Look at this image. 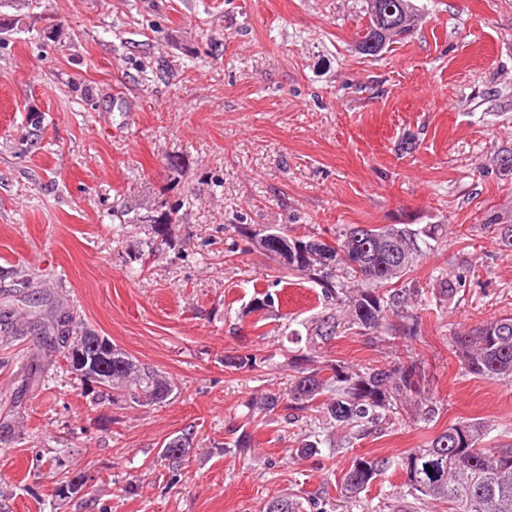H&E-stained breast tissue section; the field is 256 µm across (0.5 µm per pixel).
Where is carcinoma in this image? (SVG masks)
<instances>
[{
  "instance_id": "carcinoma-1",
  "label": "carcinoma",
  "mask_w": 512,
  "mask_h": 512,
  "mask_svg": "<svg viewBox=\"0 0 512 512\" xmlns=\"http://www.w3.org/2000/svg\"><path fill=\"white\" fill-rule=\"evenodd\" d=\"M363 25L358 34V53L377 55L369 44L379 37L377 29L394 15L412 34L416 20L413 0H364ZM44 0H0V9L12 10L9 19H0V32H11L25 25L30 11L43 7ZM439 224L413 230L406 224H384L367 229L357 225L343 228L331 240L316 237L291 238L284 231L261 236L260 247L283 259L287 268L321 288L328 310L309 325L306 336L291 332L290 343H305L306 354L285 349L288 366L296 372L287 392L266 393L252 400V410L265 415L282 409L287 419L299 418L307 410L320 413L328 424L344 433L352 444L382 430L399 413L395 396L413 402L414 420L427 421L434 414L421 395V368L412 362L399 369L365 368L351 370L331 361L318 362L320 349L336 339L343 322L359 331L386 329L388 342L415 340L421 335L422 315L418 298L423 288H406L400 280L410 271L416 257L429 241L436 240ZM437 294L453 300L462 278L454 275L438 279ZM73 317L57 316L52 330L57 336L58 353L70 373H75L76 352L67 345ZM452 351L468 373L490 380L512 383V316L481 322L453 337ZM253 354H226L224 368L252 370ZM105 389L137 406L166 402L176 389L162 372L134 360L127 353L112 349V382ZM491 428L480 418L461 420L432 437L422 448H409L394 459L388 456H353L343 474L340 494L353 499L388 471L404 477L403 486L412 500L402 497L392 512H424L431 503L448 505V512H512V445L485 446ZM192 433L173 438L162 448V456L175 469L189 464ZM335 450L328 439L303 440L292 450L297 460L321 459ZM313 512H330L328 488L309 498ZM263 512H303L287 494L276 495L265 503Z\"/></svg>"
}]
</instances>
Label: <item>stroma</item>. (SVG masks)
<instances>
[{
    "label": "stroma",
    "mask_w": 512,
    "mask_h": 512,
    "mask_svg": "<svg viewBox=\"0 0 512 512\" xmlns=\"http://www.w3.org/2000/svg\"><path fill=\"white\" fill-rule=\"evenodd\" d=\"M415 30L377 57L352 50L362 0H46L0 40V311L50 325L74 313L168 373L170 400L90 402L48 337L0 336V512H261L334 486L351 455L395 457L465 418L512 443V385L465 372L454 333L512 314V0H414ZM43 124L20 144L29 115ZM412 149H405V141ZM138 208L143 224L113 217ZM175 210L156 237L149 222ZM498 224L487 225L488 212ZM287 226L447 225L408 275L422 335L390 347L341 330L322 356L361 369L417 361L431 422L410 416L314 463L292 450L324 419L251 412L286 392V324L325 310L318 287L241 234ZM462 275L450 302L436 275ZM271 295L265 310L255 298ZM252 353L232 371L225 355ZM252 449H224L233 430ZM188 467L160 450L183 431ZM92 481L66 498L58 480ZM387 473L337 512H388Z\"/></svg>",
    "instance_id": "1"
}]
</instances>
